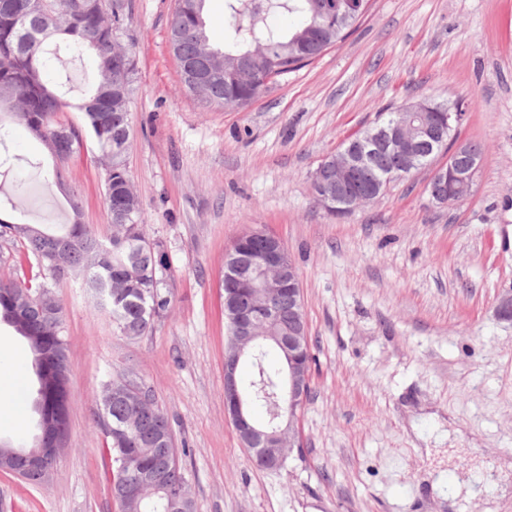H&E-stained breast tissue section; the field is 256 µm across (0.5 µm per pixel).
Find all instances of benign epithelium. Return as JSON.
<instances>
[{
	"label": "benign epithelium",
	"mask_w": 512,
	"mask_h": 512,
	"mask_svg": "<svg viewBox=\"0 0 512 512\" xmlns=\"http://www.w3.org/2000/svg\"><path fill=\"white\" fill-rule=\"evenodd\" d=\"M421 129L432 131L429 143L443 138V129H433L432 106L418 105ZM463 113L448 108V140L455 147L448 154V164L438 168L435 180L448 184V195L442 196L430 189V198L437 204L447 205L465 200L471 194L481 158L469 153L468 144L456 141V129ZM355 148L341 149L330 159L322 160L312 174L316 197L329 212H350L374 198L372 194L348 192L347 183L360 165L376 151L384 149L410 166L420 157L418 142L414 141L403 126L392 119L381 126L369 128L354 139ZM225 275L238 284L235 300L224 303V317L232 325L228 351L224 357V413L244 448L252 453L256 465L267 470L281 468L285 461V449L300 447L299 412L310 386V372L303 363V332L305 321L295 317L288 335L280 331V318L273 308V300L285 289L286 283L294 282L297 269L291 261L283 242L262 228L251 227L234 241L224 257ZM270 337L284 354L286 366L283 385L287 390L290 408L288 416L275 424L260 423L251 419L249 405L237 386L238 367L252 355L261 335ZM40 431L30 448H13L0 444V470L15 471L16 460L22 457L28 467L37 471L38 478L46 479L66 451L68 435L53 439L45 433L44 421H39ZM148 482L161 488L177 504L184 497L183 480L166 469L156 472Z\"/></svg>",
	"instance_id": "1"
}]
</instances>
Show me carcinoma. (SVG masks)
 <instances>
[{
  "label": "carcinoma",
  "instance_id": "1",
  "mask_svg": "<svg viewBox=\"0 0 512 512\" xmlns=\"http://www.w3.org/2000/svg\"><path fill=\"white\" fill-rule=\"evenodd\" d=\"M32 0H0V109L11 111L30 134L48 150L63 130L72 134L69 159L87 150L77 129L61 122L63 112L84 113L89 136L103 160L104 201L112 228L99 235L88 224L74 221L50 230L35 224L0 222V242L17 248L30 276L0 280L3 291L17 304L38 300L25 324L15 330L49 351L67 350L64 310L55 291L49 265L53 257L77 271L94 299L97 311L105 310L120 333L137 338L150 332L171 303L169 284L173 271L164 246L145 234V220L132 186L126 153L131 136L130 103L138 75L135 54L122 45L128 18L127 0H46L44 11H32ZM224 49L212 46L206 34L205 0H175L170 23V44L179 65L184 89L211 109L245 108L289 73L316 59L343 39L365 14L360 9L344 18L328 9L331 0H226ZM288 13L301 17L298 27L281 31L269 18ZM58 37L69 49H88L95 55L99 81L82 97L71 100L58 86L43 79L44 72L60 61L47 41ZM448 150L443 142L423 150L418 165L399 173L403 179L432 165ZM401 163L378 155L358 177V186L387 177ZM271 350L259 346L252 357L253 375L246 394L270 418L271 404L286 411L282 386V359L269 362ZM66 373H53L48 393L35 395L55 419L68 418ZM133 389L124 378L103 385L97 417L106 434L104 455L109 460L112 495L120 512H169L163 494L148 493L138 500L119 496L122 484L153 468L163 449L178 457L168 416L152 395L141 392L133 405L122 396Z\"/></svg>",
  "mask_w": 512,
  "mask_h": 512
}]
</instances>
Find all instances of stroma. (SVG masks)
<instances>
[{
    "label": "stroma",
    "mask_w": 512,
    "mask_h": 512,
    "mask_svg": "<svg viewBox=\"0 0 512 512\" xmlns=\"http://www.w3.org/2000/svg\"><path fill=\"white\" fill-rule=\"evenodd\" d=\"M125 44L138 61L127 165L149 239L175 277L152 332L129 339L94 311L78 278L56 288L66 316L68 449L49 481L0 472V512H119L101 450V387L126 377L168 416L195 512H512V0H369L347 36L247 108L204 109L183 90L168 33L174 0H128ZM47 78L74 98L97 71L60 56ZM464 104L458 136L483 146L473 191L440 206L433 174L396 181L335 218L311 174L388 106ZM15 164L0 179V218L53 227L72 218L111 234L97 151L56 160L10 118ZM282 240L297 265L311 342L301 445L258 468L224 415V254L248 227ZM34 385L31 353L0 324V437L14 425L15 378Z\"/></svg>",
    "instance_id": "1"
}]
</instances>
